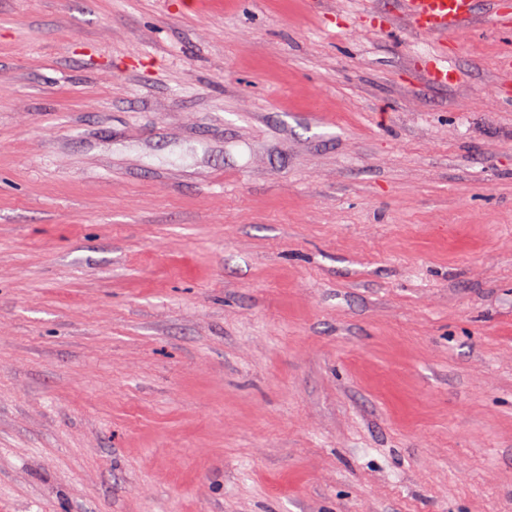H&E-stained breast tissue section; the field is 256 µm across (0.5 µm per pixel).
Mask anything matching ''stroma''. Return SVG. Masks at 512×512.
Segmentation results:
<instances>
[{
  "instance_id": "35a3bbf8",
  "label": "stroma",
  "mask_w": 512,
  "mask_h": 512,
  "mask_svg": "<svg viewBox=\"0 0 512 512\" xmlns=\"http://www.w3.org/2000/svg\"><path fill=\"white\" fill-rule=\"evenodd\" d=\"M489 11L0 0V512H512ZM404 12L421 34L441 36L473 19L475 0H402Z\"/></svg>"
}]
</instances>
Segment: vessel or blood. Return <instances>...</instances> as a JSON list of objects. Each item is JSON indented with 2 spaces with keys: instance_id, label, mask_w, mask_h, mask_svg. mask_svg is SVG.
<instances>
[{
  "instance_id": "b4317fda",
  "label": "vessel or blood",
  "mask_w": 512,
  "mask_h": 512,
  "mask_svg": "<svg viewBox=\"0 0 512 512\" xmlns=\"http://www.w3.org/2000/svg\"><path fill=\"white\" fill-rule=\"evenodd\" d=\"M414 28L422 34L441 36L467 26L475 11V0H402Z\"/></svg>"
}]
</instances>
